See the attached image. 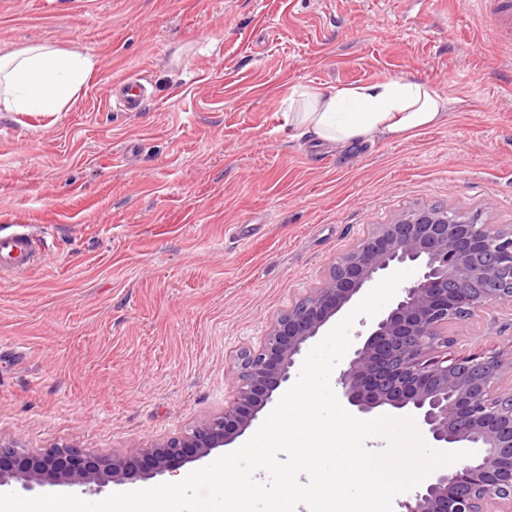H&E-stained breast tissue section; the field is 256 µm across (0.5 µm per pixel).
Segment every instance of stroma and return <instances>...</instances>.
Masks as SVG:
<instances>
[{"label": "stroma", "instance_id": "obj_1", "mask_svg": "<svg viewBox=\"0 0 512 512\" xmlns=\"http://www.w3.org/2000/svg\"><path fill=\"white\" fill-rule=\"evenodd\" d=\"M36 44L94 69L63 111L0 112V230L53 254L0 275V440L25 451L125 455L220 413L238 351L401 210L512 225V0H0V54ZM392 77L447 120L341 150L288 125L294 87ZM448 334L512 351V305ZM110 94L116 96L123 112H140L148 98L147 88L142 79H129L119 89L110 87Z\"/></svg>", "mask_w": 512, "mask_h": 512}]
</instances>
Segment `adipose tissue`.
I'll return each instance as SVG.
<instances>
[{
  "label": "adipose tissue",
  "instance_id": "ef3b65f1",
  "mask_svg": "<svg viewBox=\"0 0 512 512\" xmlns=\"http://www.w3.org/2000/svg\"><path fill=\"white\" fill-rule=\"evenodd\" d=\"M93 72L91 58L75 51L29 46L0 54V112H59ZM452 101L441 89L404 77L344 88H294L288 121L309 139L336 148L395 141L448 117Z\"/></svg>",
  "mask_w": 512,
  "mask_h": 512
}]
</instances>
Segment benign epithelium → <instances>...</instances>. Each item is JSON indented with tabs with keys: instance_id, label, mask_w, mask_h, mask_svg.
<instances>
[{
	"instance_id": "obj_1",
	"label": "benign epithelium",
	"mask_w": 512,
	"mask_h": 512,
	"mask_svg": "<svg viewBox=\"0 0 512 512\" xmlns=\"http://www.w3.org/2000/svg\"><path fill=\"white\" fill-rule=\"evenodd\" d=\"M401 284L338 379L348 409L368 417L385 408L413 418L440 451L478 449L431 473L401 503L405 512L512 510V352H448V329L495 303H512V225L490 224L458 208L424 206L375 224L328 277L271 323L262 343L237 353L233 401L179 437L131 455L86 452L68 444L27 452L0 441V487L103 488L132 475L150 479L232 443L289 383L310 342L365 288L405 266Z\"/></svg>"
}]
</instances>
